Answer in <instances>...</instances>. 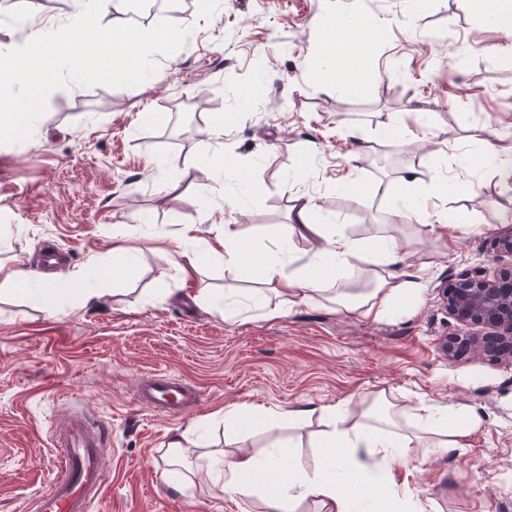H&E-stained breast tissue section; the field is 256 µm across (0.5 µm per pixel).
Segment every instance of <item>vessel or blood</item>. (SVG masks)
Here are the masks:
<instances>
[{"label": "vessel or blood", "instance_id": "1", "mask_svg": "<svg viewBox=\"0 0 512 512\" xmlns=\"http://www.w3.org/2000/svg\"><path fill=\"white\" fill-rule=\"evenodd\" d=\"M139 401L169 418L199 405L201 395L181 378L154 376L138 387ZM109 429L74 409L54 425L53 444L59 455L57 473L47 490L33 500V512H94L110 466L106 454Z\"/></svg>", "mask_w": 512, "mask_h": 512}]
</instances>
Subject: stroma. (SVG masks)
Masks as SVG:
<instances>
[{
	"label": "stroma",
	"mask_w": 512,
	"mask_h": 512,
	"mask_svg": "<svg viewBox=\"0 0 512 512\" xmlns=\"http://www.w3.org/2000/svg\"><path fill=\"white\" fill-rule=\"evenodd\" d=\"M71 8L12 0L0 43L22 45ZM162 18L189 33L155 74L56 90L30 139L0 144V263L36 277L28 290H0V512H29L49 485V425L71 405L111 431L96 512H266L261 495L175 474L172 438L203 424L201 449L184 459L241 448L262 457L281 442L310 468L335 419L359 420L378 402L411 450L389 479L399 492L425 512H512V365L444 359L441 340L468 329L438 297L512 226V196L489 161L512 124V37L481 0H123L100 15L105 26ZM338 30L361 58L350 84L317 75L327 56L345 65ZM217 112L229 117L219 142L206 133ZM392 123L422 145L394 139ZM226 158L251 178L220 180ZM440 187L447 228L394 220ZM294 190L314 198L328 235L398 237L396 270L419 277L422 301L373 319L324 295L260 297L262 276L199 252L234 224L252 251L275 255L292 241ZM188 225L199 253L189 275L167 248ZM127 238L139 250L129 278L112 266ZM46 241L67 252L63 271L40 270ZM81 286L103 289L101 303L81 306ZM222 291L236 295L230 315L197 301ZM155 373L184 378L201 405L170 419L138 401L137 384ZM423 404L480 422L463 447L423 453Z\"/></svg>",
	"instance_id": "35a3bbf8"
}]
</instances>
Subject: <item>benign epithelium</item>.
<instances>
[{
	"label": "benign epithelium",
	"mask_w": 512,
	"mask_h": 512,
	"mask_svg": "<svg viewBox=\"0 0 512 512\" xmlns=\"http://www.w3.org/2000/svg\"><path fill=\"white\" fill-rule=\"evenodd\" d=\"M487 251L493 262L512 259V227L500 231ZM441 300L457 322L476 329L444 339L441 351L448 360L474 354L512 364V264L493 272L472 268L441 289Z\"/></svg>",
	"instance_id": "1"
}]
</instances>
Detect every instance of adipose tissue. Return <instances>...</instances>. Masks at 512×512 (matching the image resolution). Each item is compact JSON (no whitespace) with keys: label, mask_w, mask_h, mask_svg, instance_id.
I'll use <instances>...</instances> for the list:
<instances>
[{"label":"adipose tissue","mask_w":512,"mask_h":512,"mask_svg":"<svg viewBox=\"0 0 512 512\" xmlns=\"http://www.w3.org/2000/svg\"><path fill=\"white\" fill-rule=\"evenodd\" d=\"M292 201L289 218L293 233L298 240L316 243V257L346 267L372 259L383 268L367 288H357L350 281L337 283L333 298L341 309L356 316L381 318L400 297L421 299L420 281L401 280L390 271L401 260V246L395 237L383 238L370 251L347 237L326 236L322 226L312 221L314 200L296 194ZM260 264L265 284L276 292L304 300L322 289L320 279L287 271L285 263L264 258ZM378 419L382 427L375 431L366 430L361 424L349 428L333 426L324 436L323 445L328 452L320 467L310 473H299L288 483L282 478L283 466L292 456L286 445L276 446L263 459L247 450L225 460L202 454L189 464L187 471L207 476L224 492L244 495L255 489L264 490L268 494L269 512H296L298 504L308 499L318 503L319 512H361L365 492L349 486V476L381 472L388 462L401 456L391 431L385 427L390 420L388 413H379Z\"/></svg>","instance_id":"obj_1"}]
</instances>
